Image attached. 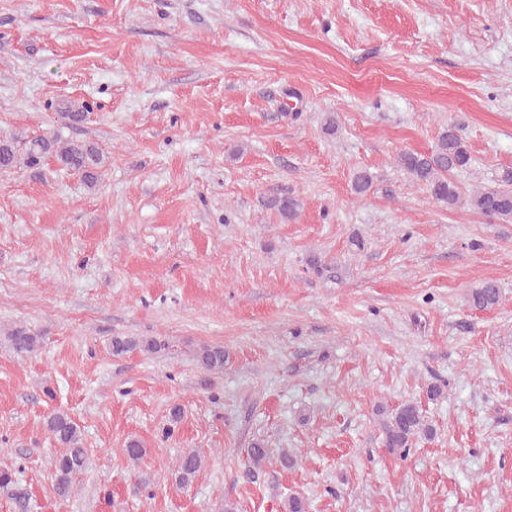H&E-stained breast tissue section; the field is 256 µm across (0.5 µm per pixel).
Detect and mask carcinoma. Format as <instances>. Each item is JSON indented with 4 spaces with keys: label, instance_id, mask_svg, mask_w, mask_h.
I'll return each mask as SVG.
<instances>
[{
    "label": "carcinoma",
    "instance_id": "obj_1",
    "mask_svg": "<svg viewBox=\"0 0 512 512\" xmlns=\"http://www.w3.org/2000/svg\"><path fill=\"white\" fill-rule=\"evenodd\" d=\"M90 106L70 103L59 109L58 116L66 126H76L86 121ZM52 157L63 169L79 176L90 188L97 185L103 175L105 159L102 150L91 142H66L57 138L32 137L0 138V172H8L23 164L35 167L44 159ZM397 166L416 184L429 189L431 196L452 209L461 199L454 173L471 165V155L459 130L453 126L443 131L435 149L422 154L403 151L396 156ZM374 183L372 174L365 170L354 172L352 189L359 197L366 196ZM469 209L495 218L503 223H512V170H506L491 187L474 190L466 200ZM268 205L285 219L298 214L300 203L293 196H280L268 200ZM502 298L500 283L487 278L469 289L467 301L475 309L485 310L498 305ZM12 349L20 354H31L41 347L42 337L24 326H16L7 335ZM167 348V343L156 337L114 336L110 341L113 355L122 356L138 351L155 354ZM198 365L205 371L224 368V347L206 345L196 355ZM382 428L385 447L393 454L406 456L417 441L430 439L434 435L423 409L416 403L407 402L386 412ZM45 431L52 437L61 451L54 459L53 491L60 498L68 497L73 489L75 477L82 473L88 463V452L82 443L77 424L64 411H55L44 420ZM272 449L264 439L253 440L246 452L248 468L258 469L270 458ZM202 466L200 454L195 450L183 452L176 460L175 482L182 488L189 487ZM0 493L6 496L17 512H30V496L26 488L19 485L10 466L0 465Z\"/></svg>",
    "mask_w": 512,
    "mask_h": 512
}]
</instances>
